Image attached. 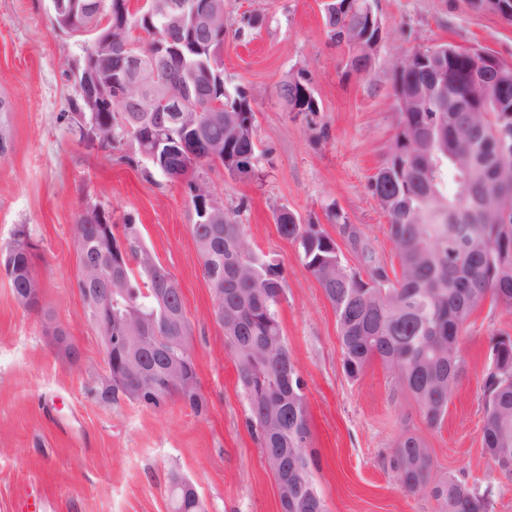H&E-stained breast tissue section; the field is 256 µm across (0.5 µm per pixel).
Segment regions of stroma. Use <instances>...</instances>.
<instances>
[{
	"label": "stroma",
	"instance_id": "35a3bbf8",
	"mask_svg": "<svg viewBox=\"0 0 512 512\" xmlns=\"http://www.w3.org/2000/svg\"><path fill=\"white\" fill-rule=\"evenodd\" d=\"M322 2L224 0V84L252 95L262 176L233 177L219 164L201 171L225 210L237 212L254 250L282 272L279 317L306 383L317 488L327 512H436L435 501L406 492L389 465L396 441L412 432L426 440L440 475L490 488L492 512H512V485L491 471L481 442L489 338L512 334V309L486 301L476 310L463 335L457 390L442 424L429 427L380 362L347 377L335 312L297 244L274 223L285 206L334 237L327 207L336 204L370 240L376 260L394 264L370 180L397 132L395 68L444 44L479 47L512 65V23L474 11L468 0H373L384 36L371 70L350 75L347 51L324 30ZM250 11L265 23L238 36ZM92 41L60 29L50 0H0V245L26 227L42 287L40 311H28L0 269V512H20L29 491L45 497L48 512H170L174 472L195 485L206 512H280L275 477L213 317L216 298L183 185L147 172L130 143L81 138L72 121V68ZM300 73L320 106L312 116L287 111L276 95ZM90 205L111 212L118 237L132 218L154 259L177 279L206 415L179 401L152 409L96 395L104 347L77 288L72 235ZM51 324L78 346L77 363L58 355Z\"/></svg>",
	"mask_w": 512,
	"mask_h": 512
}]
</instances>
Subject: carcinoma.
<instances>
[{"instance_id":"obj_1","label":"carcinoma","mask_w":512,"mask_h":512,"mask_svg":"<svg viewBox=\"0 0 512 512\" xmlns=\"http://www.w3.org/2000/svg\"><path fill=\"white\" fill-rule=\"evenodd\" d=\"M353 8L336 12V2L324 4V26L330 42L348 50L346 67L361 74L372 67V57L359 55L342 42L344 30L362 35L369 0H352ZM146 9L129 15L131 26L145 37L130 36L147 52L164 22H146ZM198 43L211 48L183 59L173 68L189 67L197 81L212 80L215 98L226 112H211L191 131L174 127L167 112H114L112 128L102 132L107 144L129 140L141 155L149 146L145 129L168 130L171 146L184 154L175 165L151 162L171 180H185L194 211L196 198L215 194L197 170L203 164L185 156L224 140L223 119L234 118L241 138L221 164L233 177L258 172L262 151L254 137V112L248 92L229 93L224 87V65L219 48L224 39L199 32ZM480 48L468 56L445 61L448 78L464 94L469 76L481 71ZM507 101L493 97L485 112H444L448 101L429 91L424 111L400 112L396 136L370 188L387 216L385 233L393 245L398 267L376 262L369 240L347 223L336 208L328 210L351 251L366 262V277L343 265L338 247L317 224L283 219L276 212L279 234L298 245L304 267L316 278L336 314L343 368L359 377L379 361L394 378L396 388L420 407L426 422L438 426L444 419L463 368L461 335L478 306L488 300L512 307V69ZM288 106L313 114L319 105L303 74L278 86ZM467 166L459 169L455 160ZM112 223V213L97 218L95 211L78 215L73 238L88 242L90 268L78 290L96 289L105 297L112 280V335L145 337L144 352H112V403L134 400L160 409L174 398L197 415L207 411L200 393L196 367L187 336L190 325L179 297L165 276L147 268L151 256L139 225L127 219L123 235L130 257L109 255L95 239L96 226ZM191 234L203 262V274L213 288L224 289V338L234 358L238 379L247 398L250 426L262 457L276 481L288 485V512H325L314 476L315 459L309 449L305 382L288 351L278 317L283 288L278 265L267 262L252 248L243 225L232 214L224 223L191 225ZM31 253L19 251L9 260L7 274L14 295L34 287ZM489 346L493 370L484 384L482 447L500 480L512 483V336L492 335ZM185 366L186 380L173 389H150L161 383L168 367ZM391 469L410 493H425L438 512H491V490H480L438 474L423 437L408 432L396 442L389 457ZM186 479L171 474L168 497L171 512H205L197 491H184Z\"/></svg>"}]
</instances>
